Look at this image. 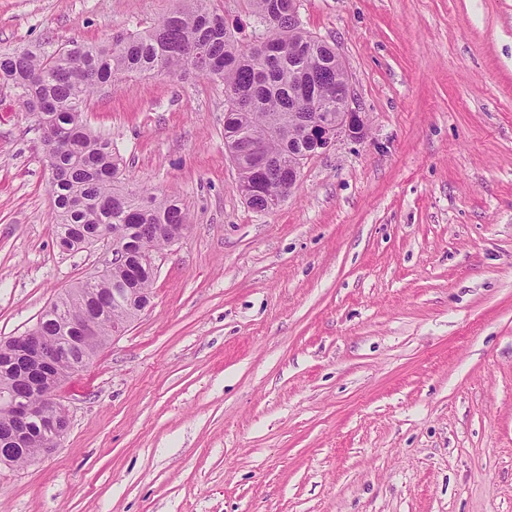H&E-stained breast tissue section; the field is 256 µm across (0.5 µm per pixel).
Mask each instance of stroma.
I'll use <instances>...</instances> for the list:
<instances>
[{
    "label": "stroma",
    "instance_id": "35a3bbf8",
    "mask_svg": "<svg viewBox=\"0 0 512 512\" xmlns=\"http://www.w3.org/2000/svg\"><path fill=\"white\" fill-rule=\"evenodd\" d=\"M182 0H0L51 55ZM367 134L250 207L224 85L135 76L90 101L130 191L190 227L149 306L58 396L57 451L0 466V512H512V0H298ZM51 171L0 85V339L105 269L56 243Z\"/></svg>",
    "mask_w": 512,
    "mask_h": 512
}]
</instances>
